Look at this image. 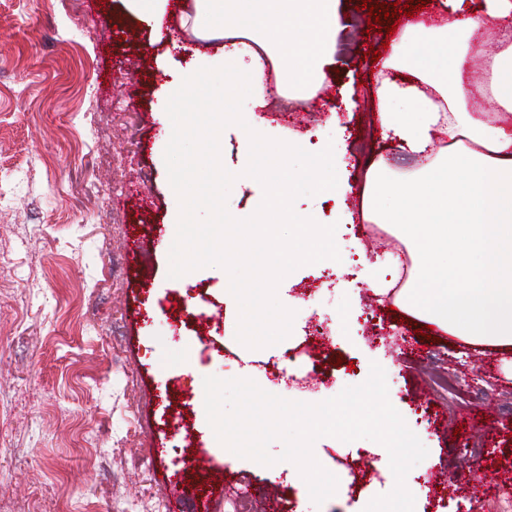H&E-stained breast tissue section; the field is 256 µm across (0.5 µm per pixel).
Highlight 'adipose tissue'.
Segmentation results:
<instances>
[{"label": "adipose tissue", "mask_w": 512, "mask_h": 512, "mask_svg": "<svg viewBox=\"0 0 512 512\" xmlns=\"http://www.w3.org/2000/svg\"><path fill=\"white\" fill-rule=\"evenodd\" d=\"M445 19L428 14L406 18L378 63L377 108L384 140L415 156L436 149L434 160L408 176H396L378 158L361 188L365 219L390 225L408 244L411 279L394 289L381 262L368 264L366 284L376 296L392 298L405 312L468 343L512 349V38L485 46L492 28L512 17V0H440ZM182 28L219 43L196 59L172 84L169 106L191 101L211 88L210 106L223 114L236 92L265 108L271 89L264 80L273 65L278 91L297 89L310 99L334 62L340 28L337 0H193L182 10ZM485 57L478 87L465 81L469 64ZM203 173L213 191L207 198L213 221L212 248L223 240H254L259 229L227 218L226 182L217 143H210ZM301 145L292 139L269 143L251 138V166L240 181L262 177L283 217L293 216L286 196L284 164ZM296 217V216H293ZM297 243L277 251L256 244V263L292 266L320 256L330 227L296 217Z\"/></svg>", "instance_id": "1"}]
</instances>
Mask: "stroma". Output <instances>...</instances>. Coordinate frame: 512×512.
Returning a JSON list of instances; mask_svg holds the SVG:
<instances>
[{
  "instance_id": "35a3bbf8",
  "label": "stroma",
  "mask_w": 512,
  "mask_h": 512,
  "mask_svg": "<svg viewBox=\"0 0 512 512\" xmlns=\"http://www.w3.org/2000/svg\"><path fill=\"white\" fill-rule=\"evenodd\" d=\"M393 2L379 0L369 13L362 0H339L343 29L321 92L289 100L284 110H262L266 140L291 135L304 142L288 161L289 175L317 156L351 180L372 157H386L400 175L417 169L414 158L382 139L371 78L372 52L385 36L368 30V17L395 24ZM104 21L114 27L106 48ZM167 25L179 32V46L129 14L123 0H0V512H167L172 480L184 481L191 497L222 486L220 512H232L246 490L252 512H289L294 498L300 512H363L395 485L382 445L319 438L314 455L339 484L318 505L304 480L289 476L287 463L256 468L216 449L198 401L208 376L240 378L249 366L266 390L273 367L311 371L319 356L309 351L308 334L319 320L330 328L329 363H353L356 373L291 392V400L333 398L363 383L371 363H379L389 399L427 448V463L459 489L451 498L409 483L414 512H464L474 493L484 512H498V487L486 473L512 467V411L504 409L512 404V355L436 329L422 336L421 321L376 303L363 263L377 252L355 236L363 228L356 193L341 202L328 189L295 188L293 210L335 225L341 259L332 265L333 288L312 297L302 290L323 263L301 266L281 281L277 296L295 318L291 335L273 349L237 341L238 307L224 300L223 268L172 279L167 251L128 250L134 234L176 225L179 203L164 160L172 133L166 93L197 54L215 51L182 32L179 16ZM106 105L112 108L108 181L94 165L95 120ZM249 110L241 96L236 112L224 116L221 159L230 174L250 162L242 122ZM223 207L240 223L269 225L275 242L292 244L300 234L299 225L274 215L263 179L226 186ZM371 302L382 333L374 341L359 318ZM199 310L212 316L203 329L184 321ZM189 350L198 359L191 373L178 365ZM438 368L479 377L493 399L447 408L433 388ZM422 398L430 401L425 422L416 412ZM469 437L483 442L482 461L459 455ZM161 443L162 460L154 455ZM360 449L378 460L379 478L360 481L339 465L341 456ZM186 453L208 454L212 470L182 469Z\"/></svg>"
}]
</instances>
